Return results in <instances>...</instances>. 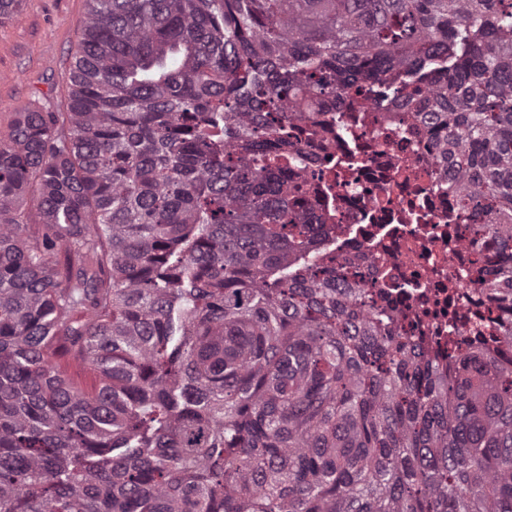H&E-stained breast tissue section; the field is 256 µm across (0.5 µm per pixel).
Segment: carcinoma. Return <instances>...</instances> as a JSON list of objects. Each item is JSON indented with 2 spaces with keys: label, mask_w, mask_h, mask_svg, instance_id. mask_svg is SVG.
<instances>
[{
  "label": "carcinoma",
  "mask_w": 512,
  "mask_h": 512,
  "mask_svg": "<svg viewBox=\"0 0 512 512\" xmlns=\"http://www.w3.org/2000/svg\"><path fill=\"white\" fill-rule=\"evenodd\" d=\"M88 3L67 111L0 132V512H512V363L307 274L263 139L426 86L512 262V0Z\"/></svg>",
  "instance_id": "obj_1"
}]
</instances>
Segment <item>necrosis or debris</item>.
Instances as JSON below:
<instances>
[{
	"label": "necrosis or debris",
	"mask_w": 512,
	"mask_h": 512,
	"mask_svg": "<svg viewBox=\"0 0 512 512\" xmlns=\"http://www.w3.org/2000/svg\"><path fill=\"white\" fill-rule=\"evenodd\" d=\"M276 133L300 188L290 205L332 258L337 287L357 286L362 308H385L402 335L512 356L501 333L512 312L484 288L501 255L437 162L422 113L341 87Z\"/></svg>",
	"instance_id": "necrosis-or-debris-1"
}]
</instances>
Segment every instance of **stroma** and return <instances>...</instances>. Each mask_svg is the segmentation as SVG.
<instances>
[{"label": "stroma", "mask_w": 512, "mask_h": 512, "mask_svg": "<svg viewBox=\"0 0 512 512\" xmlns=\"http://www.w3.org/2000/svg\"><path fill=\"white\" fill-rule=\"evenodd\" d=\"M86 16V0H23L0 23V130L27 106L63 109L65 70Z\"/></svg>", "instance_id": "stroma-1"}]
</instances>
